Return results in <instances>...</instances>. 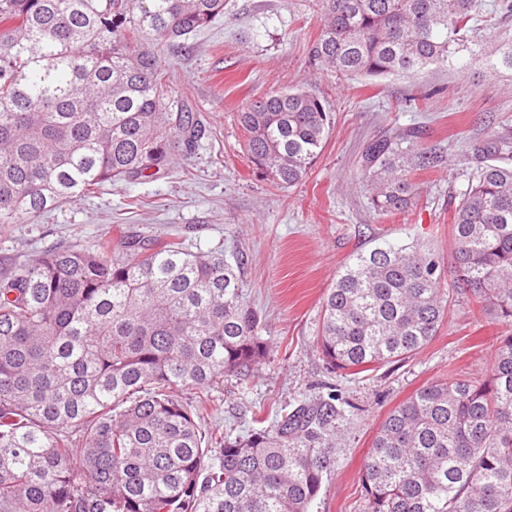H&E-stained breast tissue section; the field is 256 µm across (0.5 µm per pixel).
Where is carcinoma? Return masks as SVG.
I'll use <instances>...</instances> for the list:
<instances>
[{
	"label": "carcinoma",
	"mask_w": 512,
	"mask_h": 512,
	"mask_svg": "<svg viewBox=\"0 0 512 512\" xmlns=\"http://www.w3.org/2000/svg\"><path fill=\"white\" fill-rule=\"evenodd\" d=\"M310 49L342 75L385 77L467 55L512 68V39L470 40L476 0H318ZM224 0H0V224L105 183L157 175L205 129L168 92L156 48L182 50ZM244 150L277 187L320 154L331 112L271 89L238 112ZM442 156L402 131L369 141L370 208L403 213L413 168ZM456 288L477 316L512 325V168L486 164L459 192ZM245 256L119 235L59 245L0 273V512H310L334 462L339 395L231 437L196 421L208 388L266 358L244 293ZM441 274L418 245L359 252L322 303L332 371H369L441 325ZM490 373L431 383L388 413L361 476L365 512H512V332ZM198 391V403L174 394Z\"/></svg>",
	"instance_id": "carcinoma-1"
}]
</instances>
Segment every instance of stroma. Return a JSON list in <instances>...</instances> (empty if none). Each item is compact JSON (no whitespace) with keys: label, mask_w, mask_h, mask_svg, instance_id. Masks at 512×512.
Returning <instances> with one entry per match:
<instances>
[{"label":"stroma","mask_w":512,"mask_h":512,"mask_svg":"<svg viewBox=\"0 0 512 512\" xmlns=\"http://www.w3.org/2000/svg\"><path fill=\"white\" fill-rule=\"evenodd\" d=\"M314 0H225L224 15L186 50L160 56L174 93L198 112L205 135L195 154L167 172L104 184L90 197L0 224V270L64 242L88 247L116 226L175 236L189 250H241L244 291L262 317L271 351L248 382L227 376L202 411L206 427L244 434L255 418L272 424L299 401L336 386L353 409L335 423V462L311 512H363L360 476L386 414L436 381L481 378L501 327L474 315L455 286V197L495 141L512 146V70L474 60L408 75L345 78L316 65ZM315 92L332 131L307 175L278 188L248 162L237 112L270 87ZM413 129L444 162L413 171L421 188L407 212L379 216L368 204L358 160L366 142ZM387 242L418 243L439 262L445 318L405 360L360 374L327 369L317 346L321 302L356 253Z\"/></svg>","instance_id":"obj_1"}]
</instances>
